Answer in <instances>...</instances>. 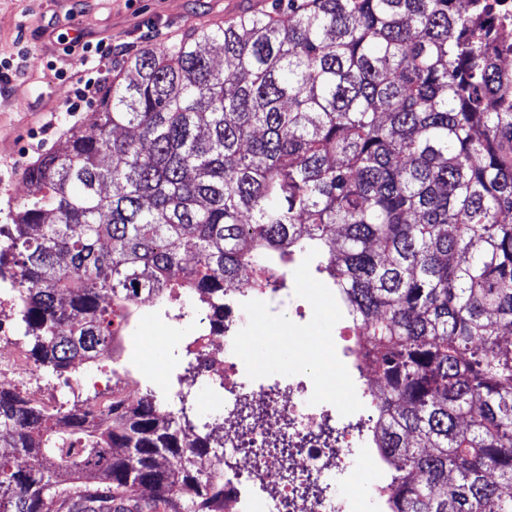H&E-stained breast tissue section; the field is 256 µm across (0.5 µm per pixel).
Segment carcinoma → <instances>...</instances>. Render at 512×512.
Masks as SVG:
<instances>
[{
    "instance_id": "cac0c4a2",
    "label": "carcinoma",
    "mask_w": 512,
    "mask_h": 512,
    "mask_svg": "<svg viewBox=\"0 0 512 512\" xmlns=\"http://www.w3.org/2000/svg\"><path fill=\"white\" fill-rule=\"evenodd\" d=\"M487 11L277 0L129 57L0 225L35 363L115 358L144 296L222 331L224 286L309 255L376 360L389 512H512V45ZM3 435L37 465L0 454V512L224 502L197 468L211 434L150 387L106 413L0 387Z\"/></svg>"
}]
</instances>
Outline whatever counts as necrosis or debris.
<instances>
[{
    "label": "necrosis or debris",
    "mask_w": 512,
    "mask_h": 512,
    "mask_svg": "<svg viewBox=\"0 0 512 512\" xmlns=\"http://www.w3.org/2000/svg\"><path fill=\"white\" fill-rule=\"evenodd\" d=\"M280 268L269 267L257 284L224 290V330L216 332L204 312L192 323L197 348L207 367L192 386L171 385L180 404L214 402L219 417H204L199 427L219 438V452L199 461L202 474L224 483L225 512H387L395 464L378 446L380 385L374 363L355 364L354 401L358 417L339 408L325 393L319 367L331 358L343 369V356L363 338L357 327L342 323L338 335L320 342L304 337L307 312L276 338L273 353L307 365L308 373L281 382L243 370L246 344L264 343L259 326L261 298L280 285ZM369 468L377 481L368 498L341 491L336 474Z\"/></svg>",
    "instance_id": "obj_1"
}]
</instances>
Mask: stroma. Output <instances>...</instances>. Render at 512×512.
Listing matches in <instances>:
<instances>
[{"mask_svg": "<svg viewBox=\"0 0 512 512\" xmlns=\"http://www.w3.org/2000/svg\"><path fill=\"white\" fill-rule=\"evenodd\" d=\"M232 10L231 0H0V62L13 67L8 81H0V225L28 197L27 167L41 154L62 148L70 127L91 131L89 117L100 100L92 98L81 111H69L73 81L94 72L102 85H109L128 55L171 45L192 27H216ZM77 39L109 46L112 52L97 62L67 53ZM61 71L66 79H58ZM296 296L314 304L308 315L310 336L337 335L340 316L326 307L330 285L304 255L289 264L286 287L266 293L262 329L268 340H275L292 319ZM181 333L151 302L141 303L121 340L120 362L129 368L122 382L153 388L182 372L176 356ZM152 336L163 339L164 356L154 361L147 358ZM112 367L102 359L64 377L40 368L31 376L0 381V386L16 387L36 404L97 405L103 398L98 383L110 377Z\"/></svg>", "mask_w": 512, "mask_h": 512, "instance_id": "obj_1", "label": "stroma"}]
</instances>
